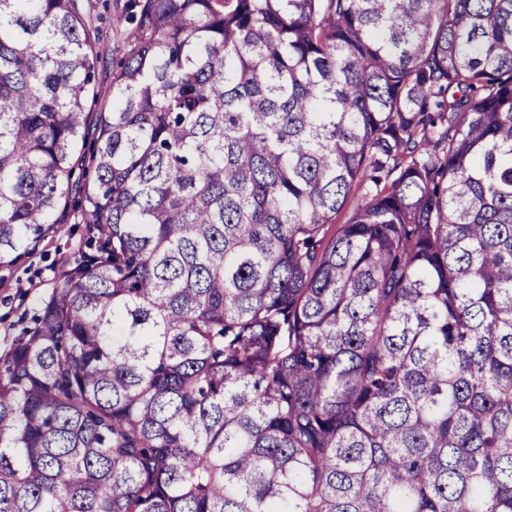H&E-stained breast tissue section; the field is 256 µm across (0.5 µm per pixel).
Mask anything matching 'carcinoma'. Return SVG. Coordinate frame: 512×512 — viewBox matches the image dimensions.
Returning <instances> with one entry per match:
<instances>
[{"mask_svg": "<svg viewBox=\"0 0 512 512\" xmlns=\"http://www.w3.org/2000/svg\"><path fill=\"white\" fill-rule=\"evenodd\" d=\"M0 0V512H512V0ZM334 234L329 226L344 210ZM89 30L96 36L95 52L98 60L94 73V91L99 99L93 100L90 94L86 103V112H99L104 99L112 87L113 70L126 49L127 32L113 26V17L121 14L127 0H78ZM85 215L68 209L62 232L49 235L14 266L0 268V355H4L32 314L61 285L72 259L86 239Z\"/></svg>", "mask_w": 512, "mask_h": 512, "instance_id": "carcinoma-1", "label": "carcinoma"}]
</instances>
